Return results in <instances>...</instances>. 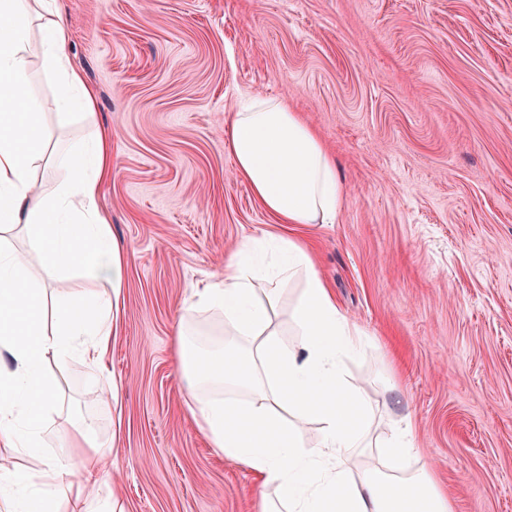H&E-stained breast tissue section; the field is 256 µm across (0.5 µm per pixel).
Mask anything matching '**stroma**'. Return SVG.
<instances>
[{"label":"stroma","mask_w":512,"mask_h":512,"mask_svg":"<svg viewBox=\"0 0 512 512\" xmlns=\"http://www.w3.org/2000/svg\"><path fill=\"white\" fill-rule=\"evenodd\" d=\"M68 54L96 89L117 167L98 206L128 256L95 404L81 363L55 369L59 412L119 430L112 482L125 512H259L261 487L211 448L175 362L183 315L245 236L280 225L225 146L249 97L279 98L335 155V223L296 232L340 310L369 336L347 364L377 413L399 398L452 512H512V0H56ZM32 94L54 139L56 90Z\"/></svg>","instance_id":"obj_1"}]
</instances>
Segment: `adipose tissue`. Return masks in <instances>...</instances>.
Returning a JSON list of instances; mask_svg holds the SVG:
<instances>
[{
    "mask_svg": "<svg viewBox=\"0 0 512 512\" xmlns=\"http://www.w3.org/2000/svg\"><path fill=\"white\" fill-rule=\"evenodd\" d=\"M69 32L55 0H0V446L39 462L37 471L0 475V512H57L70 490L84 512H107L106 451L87 419L68 422L71 453L41 455V423L55 410L51 364L81 357L94 368L93 401L110 404L118 388L105 374L110 338L122 318L128 248L98 207L114 165L112 134L96 125V90L71 66ZM58 83V123H93L90 141L50 144L31 94L32 50ZM225 145L253 194L279 224H332L343 198L336 161L313 129L279 99L258 98L233 113ZM67 176L38 188L39 168ZM29 248L7 243L15 229ZM55 275L47 291L32 269ZM105 291L69 288L71 275ZM294 340L283 337L277 308L293 281ZM190 309L224 315V344L207 354L177 330L176 361L223 397L192 409L212 447L274 490L264 512H452L410 413L379 431L363 389L344 361L368 343L339 309L307 246L271 232L244 238L221 276L192 289ZM316 423L315 434L305 426Z\"/></svg>",
    "mask_w": 512,
    "mask_h": 512,
    "instance_id": "obj_1",
    "label": "adipose tissue"
}]
</instances>
